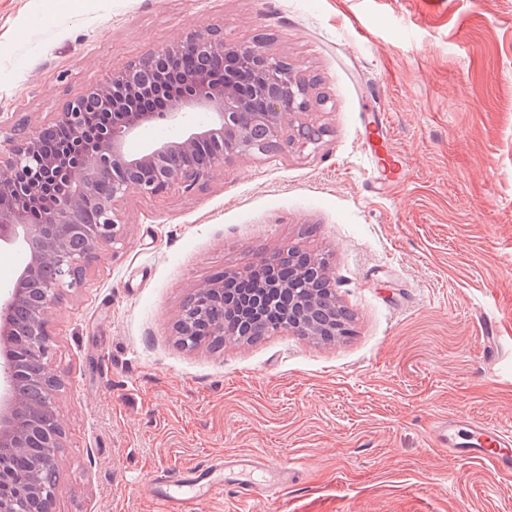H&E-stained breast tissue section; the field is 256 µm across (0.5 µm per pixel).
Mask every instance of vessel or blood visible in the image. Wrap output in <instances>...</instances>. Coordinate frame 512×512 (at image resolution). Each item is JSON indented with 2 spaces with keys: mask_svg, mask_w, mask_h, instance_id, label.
Masks as SVG:
<instances>
[{
  "mask_svg": "<svg viewBox=\"0 0 512 512\" xmlns=\"http://www.w3.org/2000/svg\"><path fill=\"white\" fill-rule=\"evenodd\" d=\"M378 143L374 157L400 164L402 156L393 147L386 125H378ZM430 439L435 448L457 460L479 458L489 461L503 476L512 475V436L496 426L475 419L451 416L434 422ZM294 476L293 466H265L257 459L228 455L219 461L186 468L175 476L157 475L155 496L162 512H190L191 502L201 496L222 497L226 488H233L239 502L252 497L275 493L284 496Z\"/></svg>",
  "mask_w": 512,
  "mask_h": 512,
  "instance_id": "b4317fda",
  "label": "vessel or blood"
}]
</instances>
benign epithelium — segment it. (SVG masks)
<instances>
[{
	"label": "benign epithelium",
	"instance_id": "1",
	"mask_svg": "<svg viewBox=\"0 0 512 512\" xmlns=\"http://www.w3.org/2000/svg\"><path fill=\"white\" fill-rule=\"evenodd\" d=\"M184 54L197 58L200 71L181 76L175 93L170 91L172 63ZM224 58L247 70L248 80L211 82L205 72ZM309 109V86L288 63L255 45L227 41L223 28L211 27L189 32L66 99L52 121L36 131L18 128L7 137L10 153L0 159V198L16 196L21 203L0 208V245L18 246L24 260L16 281L0 289V484L16 486V491L0 494V512H52L56 484L42 480L35 460V449L61 448L65 438L57 409L64 382L46 367L48 324L60 291L82 287L90 265L120 243L124 224L117 206L133 193L159 196L176 187L192 194L228 160L289 144L293 127L301 146L317 143L308 124L296 123ZM101 112L110 115L109 122L89 132L88 116ZM159 119L179 132L138 154L129 153L128 141ZM61 128L70 133L68 144L55 152L45 150L44 137ZM203 143L213 150L206 164L198 166L193 158ZM103 182L109 185L105 193ZM49 194L57 200L36 223L29 207ZM91 202L96 218L87 222L83 215ZM285 258L298 260L286 249L263 257L261 262L269 266L266 279L250 290L233 285L250 272V265L194 284L174 318L175 336L186 340L199 327L208 336L224 335V322L207 320L197 298L226 303L232 319L251 328L261 321L271 291L288 293V315L276 332L320 335L324 325L312 312L316 303L336 300L333 289L327 287L319 296L280 282L276 267ZM311 269L330 276L328 261L320 254L310 253L305 266H296L300 275ZM22 306L29 311V326L19 333L9 315ZM23 456L32 458L31 466L19 474L16 461Z\"/></svg>",
	"mask_w": 512,
	"mask_h": 512
}]
</instances>
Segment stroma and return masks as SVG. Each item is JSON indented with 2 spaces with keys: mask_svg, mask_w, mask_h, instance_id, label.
I'll use <instances>...</instances> for the list:
<instances>
[{
  "mask_svg": "<svg viewBox=\"0 0 512 512\" xmlns=\"http://www.w3.org/2000/svg\"><path fill=\"white\" fill-rule=\"evenodd\" d=\"M210 27L296 67L326 134L124 203L122 243L48 325L53 512H160L142 484L230 454L306 464L250 512H512V480L429 436L442 415L512 434V0H0V130ZM374 112L405 156L386 188ZM282 246L327 257L352 336L178 345L193 284Z\"/></svg>",
  "mask_w": 512,
  "mask_h": 512,
  "instance_id": "obj_1",
  "label": "stroma"
}]
</instances>
